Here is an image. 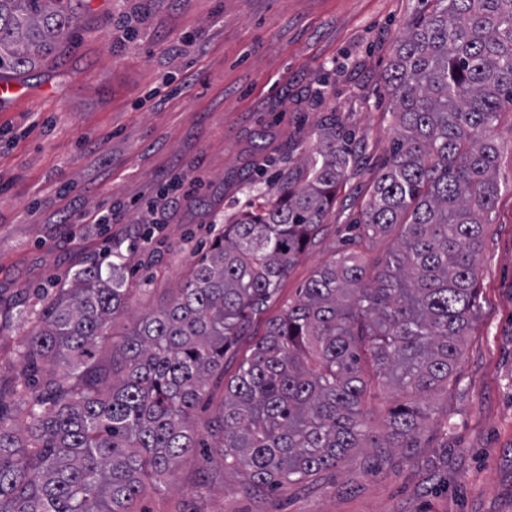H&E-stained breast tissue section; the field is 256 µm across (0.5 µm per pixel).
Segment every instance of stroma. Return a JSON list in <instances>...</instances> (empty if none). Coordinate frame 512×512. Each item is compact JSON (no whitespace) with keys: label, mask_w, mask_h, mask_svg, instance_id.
Masks as SVG:
<instances>
[{"label":"stroma","mask_w":512,"mask_h":512,"mask_svg":"<svg viewBox=\"0 0 512 512\" xmlns=\"http://www.w3.org/2000/svg\"><path fill=\"white\" fill-rule=\"evenodd\" d=\"M421 6L84 0L72 43L25 74L32 95L0 109V303L38 312L77 269L110 267L120 238L129 313L158 309L208 251L214 225L274 192V173L309 154L320 123L337 117L357 162L278 301L225 357L234 376L267 319L348 248L391 146L393 43ZM497 180L459 380L426 397L420 448H359L261 496L242 472L195 455L147 490L142 512H512L510 148ZM81 213L93 223H77ZM28 329L0 317V389L22 377Z\"/></svg>","instance_id":"1"}]
</instances>
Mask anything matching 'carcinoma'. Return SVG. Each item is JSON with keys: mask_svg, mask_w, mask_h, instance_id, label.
Returning a JSON list of instances; mask_svg holds the SVG:
<instances>
[{"mask_svg": "<svg viewBox=\"0 0 512 512\" xmlns=\"http://www.w3.org/2000/svg\"><path fill=\"white\" fill-rule=\"evenodd\" d=\"M385 79L396 120L355 244L398 232L371 261L345 250L317 270L236 374L224 356L273 302L356 163L336 124L215 231L168 304L133 319L121 264L76 271L22 339L32 377L0 392V512H137L146 490L200 442L208 381L224 399L207 448L258 493L356 448H415L448 387L479 305L477 255L501 188L502 105L512 104V0H423ZM82 0H0V69L30 70L69 43ZM409 397L386 433L366 426L374 388Z\"/></svg>", "mask_w": 512, "mask_h": 512, "instance_id": "carcinoma-1", "label": "carcinoma"}]
</instances>
